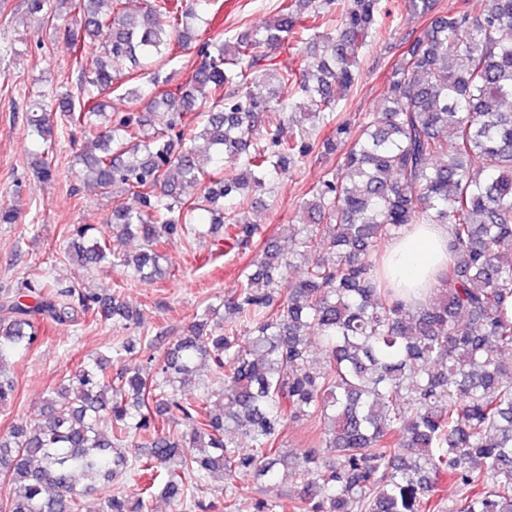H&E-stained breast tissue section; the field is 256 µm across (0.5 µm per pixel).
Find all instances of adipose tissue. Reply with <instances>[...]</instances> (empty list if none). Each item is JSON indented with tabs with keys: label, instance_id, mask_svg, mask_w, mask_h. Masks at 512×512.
Wrapping results in <instances>:
<instances>
[{
	"label": "adipose tissue",
	"instance_id": "adipose-tissue-1",
	"mask_svg": "<svg viewBox=\"0 0 512 512\" xmlns=\"http://www.w3.org/2000/svg\"><path fill=\"white\" fill-rule=\"evenodd\" d=\"M448 227L444 224H413L389 248L386 272L399 287L414 289V298L425 301L448 262Z\"/></svg>",
	"mask_w": 512,
	"mask_h": 512
}]
</instances>
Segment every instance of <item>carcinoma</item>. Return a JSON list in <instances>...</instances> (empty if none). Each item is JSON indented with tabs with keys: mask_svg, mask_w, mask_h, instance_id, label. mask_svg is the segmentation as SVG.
<instances>
[{
	"mask_svg": "<svg viewBox=\"0 0 512 512\" xmlns=\"http://www.w3.org/2000/svg\"><path fill=\"white\" fill-rule=\"evenodd\" d=\"M408 2L431 21L352 137L334 121L331 89L357 83L382 0H344L326 34L315 0H281L263 27L203 42L196 33L218 0H57L80 19L62 32L75 88L56 99L83 144L80 182L120 199L112 232L140 241L119 255L107 234L80 227L69 260L159 276L164 245L196 233L202 211L212 233L247 249L263 229L224 213V201L268 189L307 158L340 160L301 202L303 222L283 225L291 249L259 246L234 291L147 357L154 374L122 339L116 375L100 355L51 390L39 419L0 433L10 486L0 512H83L102 487V512H150L158 495L202 512L205 479L273 482L282 470L294 512H443V474L459 488L448 512H512V363L501 357L512 349V0H484L479 17L466 0L437 16L435 0ZM305 31L312 42L295 68L258 53ZM191 45L189 75L172 87L156 67ZM129 68L152 77L138 83ZM117 84L143 110L104 114ZM298 118L332 131L284 136ZM25 120L43 145L36 176L49 181L41 100ZM409 224L449 228L448 271L420 305L396 298L373 262ZM296 260L305 272L291 280ZM88 319L137 324L140 313L117 294L41 278L0 295V405L15 396L12 358L39 342L41 322ZM174 415L182 428L169 426ZM303 416L323 424L324 450L290 455L280 437ZM146 435V451L131 452Z\"/></svg>",
	"mask_w": 512,
	"mask_h": 512,
	"instance_id": "cac0c4a2",
	"label": "carcinoma"
}]
</instances>
